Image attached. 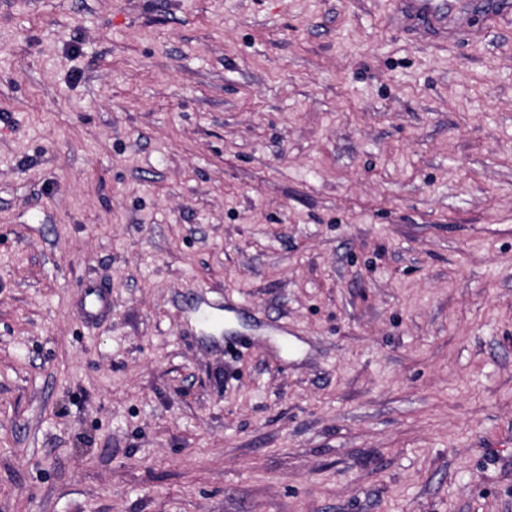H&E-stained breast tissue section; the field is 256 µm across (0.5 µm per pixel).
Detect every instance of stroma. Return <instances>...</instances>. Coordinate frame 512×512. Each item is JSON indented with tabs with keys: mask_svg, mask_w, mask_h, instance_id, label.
I'll return each mask as SVG.
<instances>
[{
	"mask_svg": "<svg viewBox=\"0 0 512 512\" xmlns=\"http://www.w3.org/2000/svg\"><path fill=\"white\" fill-rule=\"evenodd\" d=\"M506 2L0 0V512H512ZM397 13L408 25L448 38L469 29L471 14L458 7L459 0H397ZM74 305L78 317L85 325H96L112 311L111 288L103 282H85L74 296Z\"/></svg>",
	"mask_w": 512,
	"mask_h": 512,
	"instance_id": "1",
	"label": "stroma"
}]
</instances>
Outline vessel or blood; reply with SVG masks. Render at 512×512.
<instances>
[{
	"label": "vessel or blood",
	"instance_id": "1",
	"mask_svg": "<svg viewBox=\"0 0 512 512\" xmlns=\"http://www.w3.org/2000/svg\"><path fill=\"white\" fill-rule=\"evenodd\" d=\"M459 0H396L397 12L408 25L445 38L468 29L470 15L458 6ZM80 320L93 326L112 311V291L105 283H83L74 297Z\"/></svg>",
	"mask_w": 512,
	"mask_h": 512
}]
</instances>
